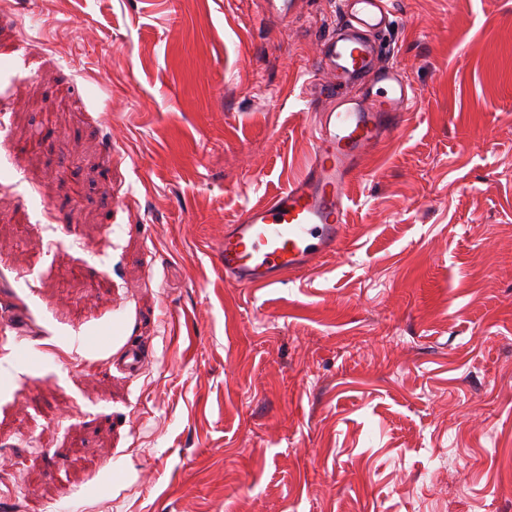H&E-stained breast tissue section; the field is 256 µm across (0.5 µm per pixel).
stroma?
I'll return each mask as SVG.
<instances>
[{
  "label": "stroma",
  "mask_w": 512,
  "mask_h": 512,
  "mask_svg": "<svg viewBox=\"0 0 512 512\" xmlns=\"http://www.w3.org/2000/svg\"><path fill=\"white\" fill-rule=\"evenodd\" d=\"M392 2L338 251L245 289L329 0H0V512H512V0ZM265 14L277 23H284L298 13L300 0H262Z\"/></svg>",
  "instance_id": "35a3bbf8"
}]
</instances>
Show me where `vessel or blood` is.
I'll use <instances>...</instances> for the list:
<instances>
[{
  "label": "vessel or blood",
  "instance_id": "vessel-or-blood-1",
  "mask_svg": "<svg viewBox=\"0 0 512 512\" xmlns=\"http://www.w3.org/2000/svg\"><path fill=\"white\" fill-rule=\"evenodd\" d=\"M278 23L297 14L300 0H262ZM336 27L319 48L330 102L315 112L313 149L302 174L271 198L244 209L224 228V279L263 288L309 271L335 253L347 222L349 188L362 161L399 126L413 90L395 65L382 63L391 0H333Z\"/></svg>",
  "mask_w": 512,
  "mask_h": 512
}]
</instances>
